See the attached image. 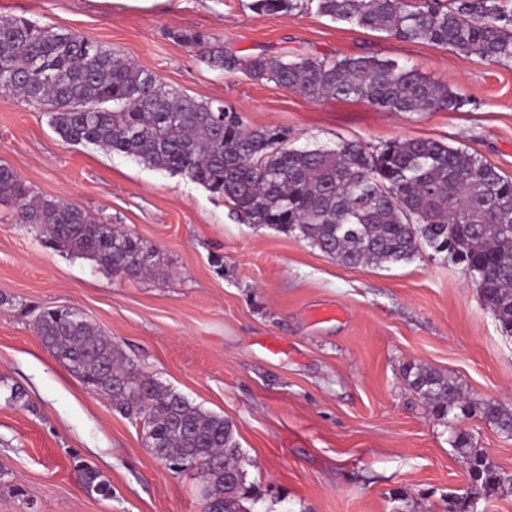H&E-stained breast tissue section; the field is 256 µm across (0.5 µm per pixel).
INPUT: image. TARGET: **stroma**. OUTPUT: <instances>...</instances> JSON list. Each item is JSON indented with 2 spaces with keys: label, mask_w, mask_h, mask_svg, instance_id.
<instances>
[{
  "label": "stroma",
  "mask_w": 512,
  "mask_h": 512,
  "mask_svg": "<svg viewBox=\"0 0 512 512\" xmlns=\"http://www.w3.org/2000/svg\"><path fill=\"white\" fill-rule=\"evenodd\" d=\"M250 0H0L25 17L117 50L165 84L219 100L293 147L429 138L471 148L512 176V63L336 22L309 9L257 14ZM201 32L246 55H375L449 84L458 110L385 112L223 74L172 32ZM0 164L35 193L76 204L155 251L156 277L127 278L53 249L0 205V512H202L198 477L167 469L141 426L94 396L33 329L41 307L74 308L143 371L230 420L259 512H443L467 484L451 443L464 431L512 472V439L479 416L449 425L408 387L407 365L453 377L474 403L512 407V338L460 266L423 254L352 268L308 241L242 223L203 186L92 145H72L43 111L0 94ZM331 307L332 318L317 317ZM281 351L268 353L269 342ZM112 488L87 492L77 468Z\"/></svg>",
  "instance_id": "stroma-1"
}]
</instances>
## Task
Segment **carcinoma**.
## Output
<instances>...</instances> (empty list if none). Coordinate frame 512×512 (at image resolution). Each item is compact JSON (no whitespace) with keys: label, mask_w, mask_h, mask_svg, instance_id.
Returning <instances> with one entry per match:
<instances>
[{"label":"carcinoma","mask_w":512,"mask_h":512,"mask_svg":"<svg viewBox=\"0 0 512 512\" xmlns=\"http://www.w3.org/2000/svg\"><path fill=\"white\" fill-rule=\"evenodd\" d=\"M316 8L351 25L410 42L427 41L466 56L512 62V0H253L257 14ZM199 60L224 74L273 82L314 98H356L386 112L454 111L462 99L417 68L372 56L314 59L283 51L243 55L216 37L173 31ZM0 94L45 110L67 143H88L168 170L232 206L245 224L274 227L309 241L348 267L410 262L430 249L474 280L502 333L512 337V177L476 151L433 139L379 146L341 140L333 147L290 148L280 127H247L215 100L192 98L159 83L125 55L72 31L21 18L0 19ZM0 203L42 232L59 251L130 278L154 271L151 251L132 233L80 207L36 196L0 165ZM42 344L86 388L155 433L160 460L194 454L222 461L197 469L208 497L203 512H251L255 487L228 419L206 413L145 375L77 310H41ZM427 408L450 422L472 402L448 375L411 365L404 373ZM481 417L512 439V408L486 402ZM468 482L446 512L512 493V473L454 432Z\"/></svg>","instance_id":"cac0c4a2"}]
</instances>
